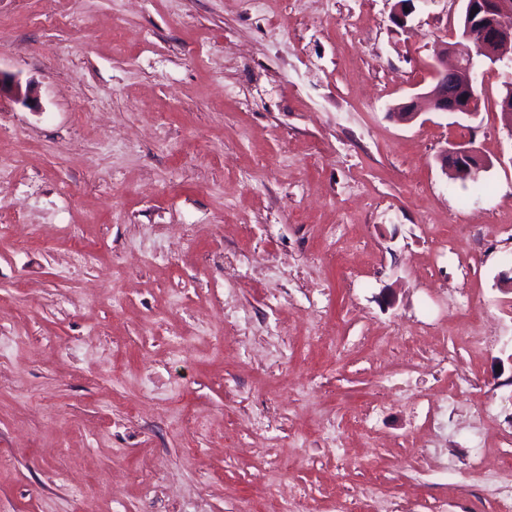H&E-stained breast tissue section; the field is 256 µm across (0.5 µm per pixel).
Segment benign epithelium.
Masks as SVG:
<instances>
[{
  "instance_id": "obj_1",
  "label": "benign epithelium",
  "mask_w": 512,
  "mask_h": 512,
  "mask_svg": "<svg viewBox=\"0 0 512 512\" xmlns=\"http://www.w3.org/2000/svg\"><path fill=\"white\" fill-rule=\"evenodd\" d=\"M451 2L460 5L457 28L451 30L449 39L437 43L429 64L431 81L423 92L390 108V116L399 123L415 122L423 109L442 115H475L479 107L474 92L476 59L493 67L512 50V0ZM4 91L24 102L30 100V89H22L0 72V93ZM498 106L503 126L512 133V86L507 87ZM437 161L443 173L458 178L475 176L491 166L471 141L444 147Z\"/></svg>"
}]
</instances>
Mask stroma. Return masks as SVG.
<instances>
[{"mask_svg": "<svg viewBox=\"0 0 512 512\" xmlns=\"http://www.w3.org/2000/svg\"><path fill=\"white\" fill-rule=\"evenodd\" d=\"M395 5L0 0V512H495L508 76L395 122L451 4ZM436 159L442 172L448 176L449 171L455 178L475 176L491 166V163L481 155L471 141L444 147Z\"/></svg>", "mask_w": 512, "mask_h": 512, "instance_id": "1", "label": "stroma"}]
</instances>
